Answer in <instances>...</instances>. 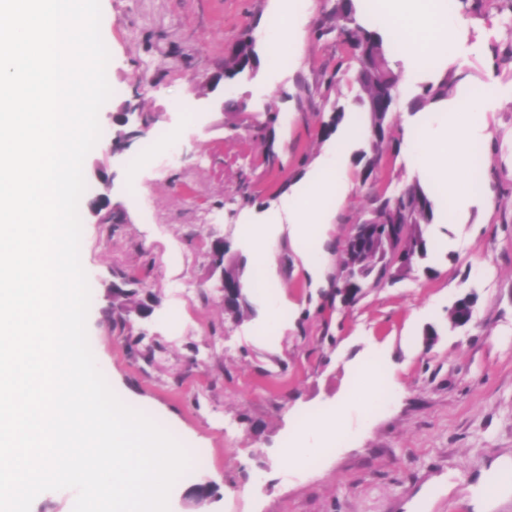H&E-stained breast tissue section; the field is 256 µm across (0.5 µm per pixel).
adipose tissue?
Segmentation results:
<instances>
[{
    "mask_svg": "<svg viewBox=\"0 0 512 512\" xmlns=\"http://www.w3.org/2000/svg\"><path fill=\"white\" fill-rule=\"evenodd\" d=\"M300 0H289L279 14V34L264 32L263 42L271 59L297 60L296 20ZM366 12L380 13L388 32L391 55L410 63L407 83L420 79L422 64H430L443 72L448 54L442 48L463 25V16L449 10L448 0H367ZM484 106L475 100L468 114L449 117L447 101H437L431 112L407 133L406 159L412 168L434 173L438 183L446 185L449 194L459 195L462 177L467 172L471 152L485 136L481 120ZM363 122H351L340 144L331 149L316 165L311 183L298 185L283 198L275 216L266 224L242 223L240 235L253 248V277L266 278L270 266L271 245L281 225H288L292 244L299 253L304 269L313 285L324 276L323 242L329 220L327 203L345 192L350 177L345 163V145L364 140Z\"/></svg>",
    "mask_w": 512,
    "mask_h": 512,
    "instance_id": "obj_1",
    "label": "adipose tissue"
}]
</instances>
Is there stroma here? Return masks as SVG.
<instances>
[{
    "label": "stroma",
    "mask_w": 512,
    "mask_h": 512,
    "mask_svg": "<svg viewBox=\"0 0 512 512\" xmlns=\"http://www.w3.org/2000/svg\"><path fill=\"white\" fill-rule=\"evenodd\" d=\"M285 0H101L112 95L99 112L101 136L86 157L79 202L81 263L90 287L87 331L96 363L116 395L180 442L189 468L173 485L169 512H187L189 489L210 483L200 512H512V489L482 493L486 478L512 468V11L500 0H451L467 20L449 45L448 73L460 93L491 85L480 144L482 190L464 203H436L426 270L365 289L352 306L335 294L341 250L369 199L353 182L328 232L323 285L306 276L287 233L275 240L272 281L287 302L280 333H264L267 302L248 292L236 319L210 276L208 249L223 238L250 259L243 219L266 223L290 187L307 177L338 134L320 128L336 108L362 118L360 87L332 25V0H312L299 18V63L275 69L261 58L253 74L196 97L204 75L224 68L243 32L259 36ZM150 125L122 150L110 146L123 102ZM278 117L259 138L246 127L268 110ZM380 177L389 191L416 173L403 153L384 148ZM251 203H243L242 193ZM107 194L115 225L91 207ZM488 262L493 274L475 275ZM153 312L132 316L133 344L118 321L112 289L128 278ZM474 301L473 319L452 327L455 302ZM393 369L390 398L359 414L351 375L365 356ZM339 417L344 435L308 467L282 466L280 450L304 420Z\"/></svg>",
    "instance_id": "1"
}]
</instances>
